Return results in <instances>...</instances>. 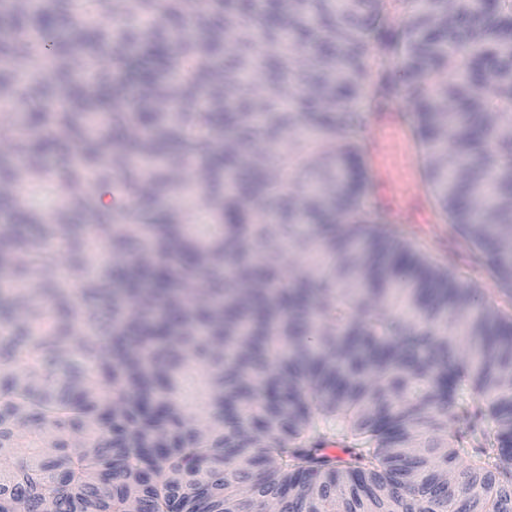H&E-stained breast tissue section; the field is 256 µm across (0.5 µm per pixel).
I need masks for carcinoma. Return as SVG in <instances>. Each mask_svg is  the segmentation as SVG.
I'll return each mask as SVG.
<instances>
[{
  "label": "carcinoma",
  "mask_w": 512,
  "mask_h": 512,
  "mask_svg": "<svg viewBox=\"0 0 512 512\" xmlns=\"http://www.w3.org/2000/svg\"><path fill=\"white\" fill-rule=\"evenodd\" d=\"M146 20L190 19L187 32L156 36L148 50L126 35L115 69L93 88L72 71L99 53L96 40L60 32L70 18L95 27L96 0H27L0 16L13 33L0 54L52 65L29 89L0 69V101L22 97L1 116L19 134L0 154V178L25 174L47 184L28 207L12 206L0 229V309L21 304L0 336V512L23 500L57 512H127L130 485L142 512H240L278 500L286 512H512V315L481 301L477 288L435 264L405 233L386 227L371 203L363 168L360 104L391 83L392 63L415 93L412 136L435 156L458 154L462 175L429 161L437 212L480 251L512 290V0L496 17L481 0L448 12L446 0H138ZM409 16L399 38L391 16ZM262 25L275 46L263 121L262 91L214 88L223 68L224 17ZM312 48L294 72L291 49ZM492 62L496 87L478 93L469 63ZM296 81L285 110L276 92ZM65 86L73 108L50 111L51 88ZM293 131L279 158L253 151ZM200 164L201 224H184L153 205L173 187L168 171ZM302 177L295 190L288 174ZM93 174L124 201L120 218L72 191ZM68 230L48 249L28 246L23 227ZM304 224L297 244L319 275L288 276L277 256L252 251L271 238L269 221ZM112 251L135 250L124 269L108 263L83 285L112 289V305L86 308L49 279L27 289L33 265L52 271L57 252L78 267L93 257L88 237ZM400 305L407 314L388 315ZM98 326L101 339L75 330ZM205 387L212 433L202 436L179 401L178 376ZM341 443L336 460L325 446ZM457 479L449 489L443 467Z\"/></svg>",
  "instance_id": "1"
}]
</instances>
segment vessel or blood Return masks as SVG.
Segmentation results:
<instances>
[{"label":"vessel or blood","mask_w":512,"mask_h":512,"mask_svg":"<svg viewBox=\"0 0 512 512\" xmlns=\"http://www.w3.org/2000/svg\"><path fill=\"white\" fill-rule=\"evenodd\" d=\"M403 90L368 112L364 157L370 192L387 223L413 226L433 237H446L428 199L422 177L424 152L411 136L410 107Z\"/></svg>","instance_id":"1"}]
</instances>
